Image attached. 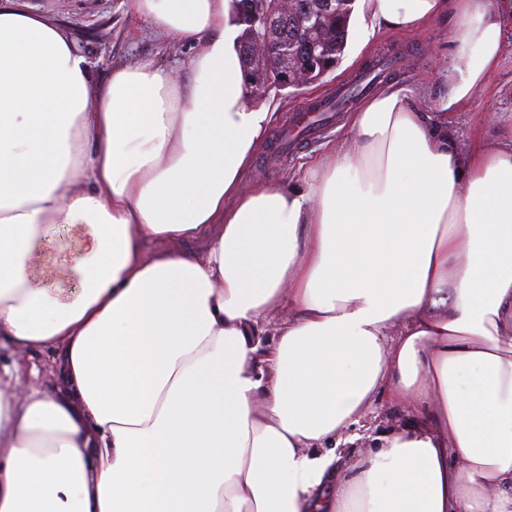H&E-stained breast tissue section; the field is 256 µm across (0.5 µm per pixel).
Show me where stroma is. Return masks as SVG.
Instances as JSON below:
<instances>
[{"instance_id": "stroma-1", "label": "stroma", "mask_w": 512, "mask_h": 512, "mask_svg": "<svg viewBox=\"0 0 512 512\" xmlns=\"http://www.w3.org/2000/svg\"><path fill=\"white\" fill-rule=\"evenodd\" d=\"M56 19L71 23L81 49L97 65L99 78H108L111 69L144 57H155L174 79L187 75L185 62L192 54L190 45L170 39L139 14L132 0H30ZM505 50L485 89L477 94L465 111L453 113L450 122L461 146H468L474 130L481 129L497 140H512V15L504 17ZM451 23L440 16L426 26L410 31H382L372 36L365 47L349 43L345 56L322 82L289 94L269 90L264 103L270 104L276 118L258 147L246 179L244 191L287 180L300 183L309 171L348 135V112L334 113L328 127L314 139L303 143L295 153L281 155L277 147L281 133L297 113L309 111L318 101L334 94L340 85L365 73L380 58H395L397 69L378 79V86L390 83L415 88L413 105L417 111L437 109L441 74L448 64V31ZM78 243L65 231L46 239L33 275L68 268ZM0 366L19 368L23 378L45 388L56 384V355L44 349L20 351L0 348ZM413 414L407 402L381 396L360 423L346 430L336 445V471L344 473L352 458L366 452L378 434L409 424Z\"/></svg>"}]
</instances>
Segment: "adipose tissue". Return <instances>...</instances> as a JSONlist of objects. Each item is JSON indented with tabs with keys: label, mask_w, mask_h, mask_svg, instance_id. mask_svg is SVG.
Wrapping results in <instances>:
<instances>
[{
	"label": "adipose tissue",
	"mask_w": 512,
	"mask_h": 512,
	"mask_svg": "<svg viewBox=\"0 0 512 512\" xmlns=\"http://www.w3.org/2000/svg\"><path fill=\"white\" fill-rule=\"evenodd\" d=\"M200 47L99 81L68 26L0 0V512H512V141L448 117L505 48L486 0H356L361 40L448 15L437 110L387 85L304 185L243 192L275 119L234 0H136ZM78 237L65 291L42 241ZM157 243L147 251L148 243ZM411 426L337 478L380 394ZM56 357L55 352L47 349L35 351H20L12 348H0V366L13 368L17 366L25 379L41 384L52 389L56 384Z\"/></svg>",
	"instance_id": "adipose-tissue-1"
}]
</instances>
